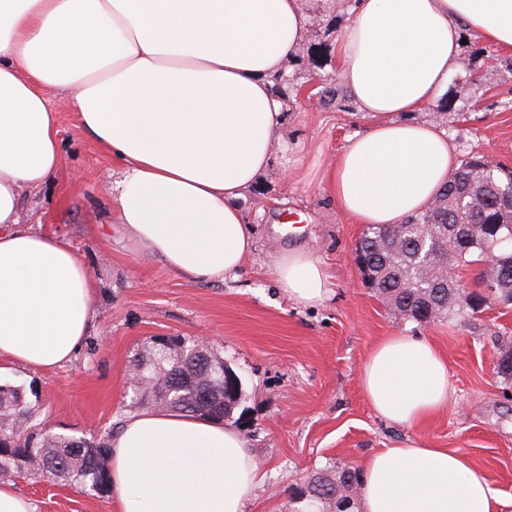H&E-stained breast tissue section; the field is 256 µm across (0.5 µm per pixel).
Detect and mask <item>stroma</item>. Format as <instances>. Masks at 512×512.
Here are the masks:
<instances>
[{"label":"stroma","mask_w":512,"mask_h":512,"mask_svg":"<svg viewBox=\"0 0 512 512\" xmlns=\"http://www.w3.org/2000/svg\"><path fill=\"white\" fill-rule=\"evenodd\" d=\"M353 0H319L315 34L284 72L298 88L322 78L324 99L298 89L284 103L282 139L271 164L238 204L256 234L252 258L237 278L189 283L141 251L120 225L105 223L118 163L77 128L59 102L61 170L22 201L25 223L63 236L90 266L98 287V318L82 351L50 372L0 366V383L21 385L35 419L53 433L92 436L134 411L127 384L132 360L150 338H210L213 351L238 375L242 399L236 426L265 473L246 512H306L297 493L310 473L333 465L362 468L384 448L407 443L464 453L486 471L511 504L512 386L497 373L500 347L512 344V307L494 305L424 325L396 318L361 281L353 261L363 226L340 210L325 175L348 137L364 131L342 88L334 56ZM462 65L448 77L436 109L457 160L478 156L512 169V54L463 31ZM309 250L333 292L323 303L297 304L277 288L270 265L279 254ZM425 336L448 363L451 399L426 423L406 426L378 416L360 369L383 338ZM13 484L36 512H120L110 494L94 496L49 480L16 476Z\"/></svg>","instance_id":"1"}]
</instances>
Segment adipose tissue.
Instances as JSON below:
<instances>
[{
  "label": "adipose tissue",
  "mask_w": 512,
  "mask_h": 512,
  "mask_svg": "<svg viewBox=\"0 0 512 512\" xmlns=\"http://www.w3.org/2000/svg\"><path fill=\"white\" fill-rule=\"evenodd\" d=\"M314 0H0V362L49 371L71 362L96 318L90 268L20 199L58 174L59 89L78 127L121 162L116 223L186 281L236 277L254 251L237 204L281 139L273 76L307 36ZM470 30L512 51V0H355L336 45L339 76L370 127L349 137L329 188L363 224L425 209L456 169L446 132L410 113L437 103ZM271 273L314 306L331 292L312 254ZM375 412L400 425L448 405V365L423 336L375 345L360 370ZM122 512H245L262 474L246 437L171 409L127 416L109 447ZM362 512H501L488 474L457 452L410 444L369 457Z\"/></svg>",
  "instance_id": "1"
}]
</instances>
